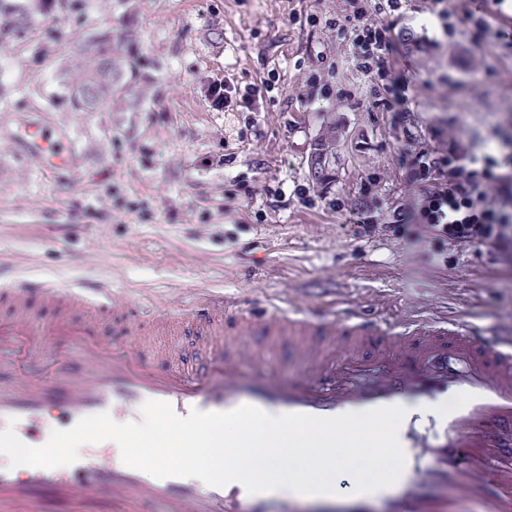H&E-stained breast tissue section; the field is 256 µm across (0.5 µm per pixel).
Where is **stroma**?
<instances>
[{"instance_id":"obj_1","label":"stroma","mask_w":512,"mask_h":512,"mask_svg":"<svg viewBox=\"0 0 512 512\" xmlns=\"http://www.w3.org/2000/svg\"><path fill=\"white\" fill-rule=\"evenodd\" d=\"M417 7L390 33L396 67L415 81L411 146L446 148L422 131L451 116L460 135L487 137L512 120V54L444 34L434 0ZM349 10L347 0H85L77 16L52 0L24 40L0 49V257L22 276L149 290L155 313L200 287L263 304L336 288L367 313L512 316L511 260L358 224V210L406 198L409 145L330 27ZM108 30L134 68L112 111H78L63 82ZM32 123L68 142L69 166L25 150ZM329 133L332 177L319 184L310 158ZM234 182L248 192L239 224L224 214Z\"/></svg>"}]
</instances>
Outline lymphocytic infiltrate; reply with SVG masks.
I'll return each mask as SVG.
<instances>
[{"label": "lymphocytic infiltrate", "mask_w": 512, "mask_h": 512, "mask_svg": "<svg viewBox=\"0 0 512 512\" xmlns=\"http://www.w3.org/2000/svg\"><path fill=\"white\" fill-rule=\"evenodd\" d=\"M476 0H463L461 18L473 46L491 42L512 53V35L492 27ZM352 11L336 21L338 35L351 39L358 69L381 82L387 95L374 107L394 112V127L412 138L407 125L410 82L394 72L390 19L413 9V0H350ZM445 33L458 20L438 11ZM494 147L482 148L460 138L442 150L401 154L403 179L415 194L413 202L387 208L381 219L395 237L409 236L410 225L422 224L440 244L467 250L490 242L497 252L512 255V135L495 132Z\"/></svg>", "instance_id": "obj_1"}]
</instances>
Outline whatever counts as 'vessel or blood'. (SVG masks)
Instances as JSON below:
<instances>
[{
	"instance_id": "b4317fda",
	"label": "vessel or blood",
	"mask_w": 512,
	"mask_h": 512,
	"mask_svg": "<svg viewBox=\"0 0 512 512\" xmlns=\"http://www.w3.org/2000/svg\"><path fill=\"white\" fill-rule=\"evenodd\" d=\"M26 148L57 167L72 157L67 144L30 126ZM0 431L14 428L25 444H45L56 427L107 412L118 422L139 419L149 399L179 415L191 409L226 412L252 405L273 414L332 417L400 405L406 464L401 498L390 512H512V322L486 327L411 315L363 313L351 302L319 309L293 301L255 310L239 298L198 288L178 310L156 316L145 295L117 293L110 281L62 283L16 279L0 264ZM169 341L153 343L155 333ZM248 336L290 345L301 363L282 383L265 351ZM458 403L435 419L437 399ZM63 410L51 421L46 406ZM428 465H421V458ZM58 497L64 512H294L277 492L251 494L237 482L222 488L196 478L152 475L122 464L110 441L86 445L78 461L53 469L0 466V512H38L37 501Z\"/></svg>"
}]
</instances>
